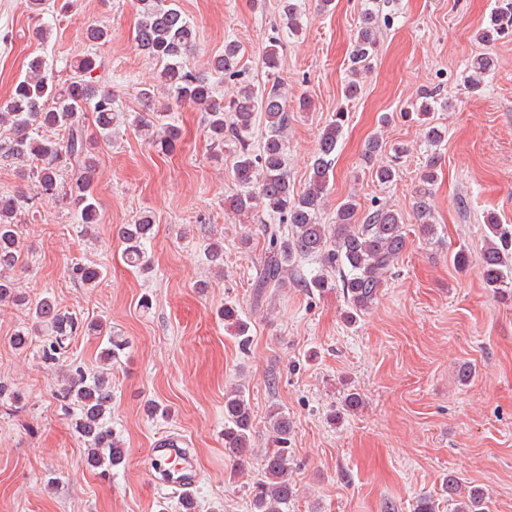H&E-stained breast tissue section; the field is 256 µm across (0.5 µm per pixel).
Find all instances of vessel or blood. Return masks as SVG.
<instances>
[{
  "label": "vessel or blood",
  "mask_w": 512,
  "mask_h": 512,
  "mask_svg": "<svg viewBox=\"0 0 512 512\" xmlns=\"http://www.w3.org/2000/svg\"><path fill=\"white\" fill-rule=\"evenodd\" d=\"M145 469L150 474L163 472L169 488L184 499H192L199 474L193 456L188 449L183 448L180 439L171 436L159 439L157 448L151 451Z\"/></svg>",
  "instance_id": "vessel-or-blood-1"
}]
</instances>
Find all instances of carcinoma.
I'll return each instance as SVG.
<instances>
[{
	"label": "carcinoma",
	"mask_w": 512,
	"mask_h": 512,
	"mask_svg": "<svg viewBox=\"0 0 512 512\" xmlns=\"http://www.w3.org/2000/svg\"><path fill=\"white\" fill-rule=\"evenodd\" d=\"M138 43L140 49L161 66L160 78L167 94L177 103H189L205 113L212 145L219 148L224 140L239 145L231 166L232 177L240 193L225 202L235 215L259 212L278 220L262 225L266 255L261 276L255 287L283 288L295 271L300 259L316 257L321 269L299 279L300 287L323 294L341 284L347 302L345 320L354 322L378 299L386 274L402 254L407 233L400 215L387 207L378 206L358 214V205L347 200L336 211L332 224H322L318 213L329 183L336 146L345 123V112L323 131L311 165V174L302 192H295L285 164L290 116L288 102L280 84L269 91L259 92L244 80L230 99L216 95V88L205 75L187 67L184 58L192 50L197 37L195 26L186 18L175 0H140ZM282 27L288 33L299 30L296 0H282ZM377 13L367 11L360 17L350 57L352 74L369 68L377 44ZM512 34V0H498L484 26L478 29L479 39L487 46ZM282 41L270 39L263 52L265 67L271 74L279 69V47ZM241 47L235 41L224 43V53L210 61L214 73L239 77ZM495 66L487 53L469 66L465 83L477 91ZM97 68L96 57L84 55L70 65L72 75L67 85L58 88L47 73L45 62L29 60L24 75L16 82L5 107H0V127L7 134L0 137V161L28 173L38 183L39 194H58L70 199L84 224L98 220V202L93 187L96 162L89 152L84 115L92 113L99 136L112 138L115 119L112 93L99 89L92 73ZM264 114L265 135L258 149L250 143L257 113ZM137 125L149 142L171 149L180 138L177 126L163 121L152 122L137 118ZM55 130L61 136L53 139L35 131ZM435 181L434 165H429L422 177L415 210L421 221V231L429 234L431 206L429 186ZM34 206V198L0 192V302H25L16 290L10 269L18 262L20 251L18 212ZM486 226L490 236L482 249L483 279L493 292L506 297L507 261L512 254V227L499 224L490 217ZM154 228L152 216L143 211L134 223L122 228L123 254L128 265L143 272L151 271L147 243ZM207 260L216 269L224 268V247L212 240L207 247ZM104 272L92 265H76L71 278L86 288L97 286ZM35 333L48 332L43 339L42 358L48 363L60 359L65 343L83 328L77 316L58 306L55 300L43 298L31 308ZM224 327L249 343V321L237 306L226 303L222 313ZM90 330L107 336L108 347L103 360L119 356L125 347L121 337L101 324ZM63 402L77 406L70 413L75 432L87 446V463L93 468H111L124 463L126 451L121 440L106 425V415L112 407V381L106 373L87 376L85 370L74 369L68 384L58 392ZM268 448L262 455V478L253 485L250 512H288L296 495L290 480L292 469V437L294 428L288 414L273 409L269 414ZM254 433L253 412L243 386L237 385L224 395V451L234 460L252 454ZM443 492L453 512H484L485 501L480 490L462 491L459 478L453 474L443 479Z\"/></svg>",
	"instance_id": "carcinoma-1"
}]
</instances>
